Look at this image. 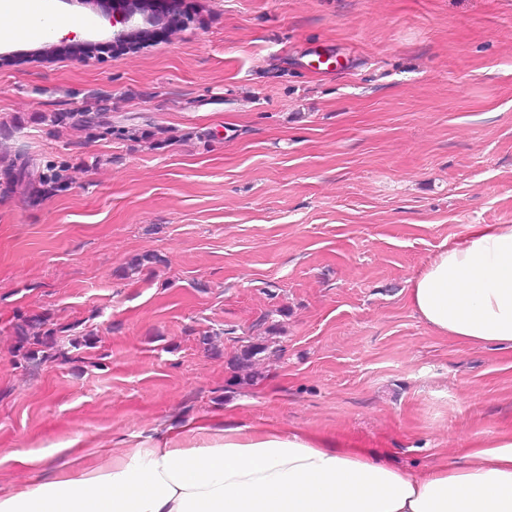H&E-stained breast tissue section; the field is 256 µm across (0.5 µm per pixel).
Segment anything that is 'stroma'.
I'll return each instance as SVG.
<instances>
[{
    "mask_svg": "<svg viewBox=\"0 0 512 512\" xmlns=\"http://www.w3.org/2000/svg\"><path fill=\"white\" fill-rule=\"evenodd\" d=\"M34 8L51 32L0 42V495L40 480L25 453L210 415L413 470L512 428V350L406 301L470 225L512 224V0H182V26L95 58L69 46L105 39L106 6ZM266 314L261 377L236 380ZM32 315L97 344L29 374Z\"/></svg>",
    "mask_w": 512,
    "mask_h": 512,
    "instance_id": "obj_1",
    "label": "stroma"
}]
</instances>
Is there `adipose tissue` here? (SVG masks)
Returning <instances> with one entry per match:
<instances>
[{
	"mask_svg": "<svg viewBox=\"0 0 512 512\" xmlns=\"http://www.w3.org/2000/svg\"><path fill=\"white\" fill-rule=\"evenodd\" d=\"M406 300L438 336L512 349V224L474 225L438 253ZM45 479L0 497V512H512V429L474 432L424 471L328 438L204 416L162 443L108 457L30 452Z\"/></svg>",
	"mask_w": 512,
	"mask_h": 512,
	"instance_id": "ef3b65f1",
	"label": "adipose tissue"
}]
</instances>
